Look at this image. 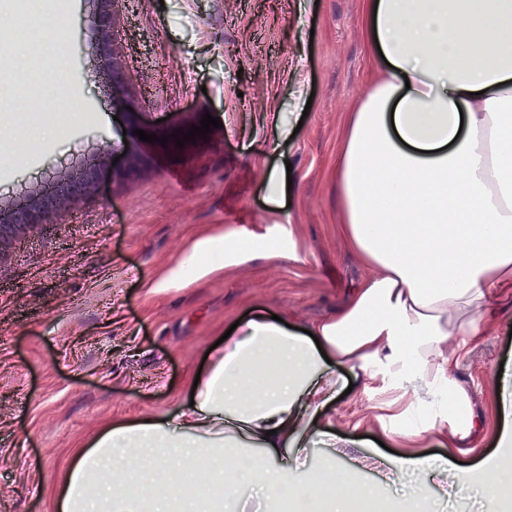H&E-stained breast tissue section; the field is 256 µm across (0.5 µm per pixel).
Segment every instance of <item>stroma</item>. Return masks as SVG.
<instances>
[{
	"instance_id": "35a3bbf8",
	"label": "stroma",
	"mask_w": 512,
	"mask_h": 512,
	"mask_svg": "<svg viewBox=\"0 0 512 512\" xmlns=\"http://www.w3.org/2000/svg\"><path fill=\"white\" fill-rule=\"evenodd\" d=\"M91 12L90 0H0V92L20 99L22 78L50 74L81 103L55 114L58 135L31 150L37 121H0L1 205L25 203L57 173L123 144ZM44 16L72 39L18 57L22 27ZM115 34L125 96L148 125L186 132L207 113L222 125L179 154H155L132 182H101L0 254V512H55L77 446L108 422L175 413L209 347L236 321L260 310L304 327L366 274L336 224V158L370 64L362 0H119ZM285 171L291 189L271 202L264 177ZM219 229L275 247L295 241L302 260L257 258L199 276L183 261ZM175 269L178 280L154 292ZM489 317L492 328L452 367L484 427L462 452L445 451L434 434L423 442L422 454L449 460L424 512H494L485 476L512 471V447L496 438L499 425H512L496 403L498 371H512V297L495 301ZM335 372L343 398L323 423L336 444H310L296 477L333 461L371 487L372 512H410L411 492L388 480L405 440L378 407L381 382L357 390L348 368ZM355 438L359 447H349ZM368 453L383 464L359 469ZM457 468L473 472L472 491L454 485Z\"/></svg>"
}]
</instances>
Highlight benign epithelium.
Returning <instances> with one entry per match:
<instances>
[{"label":"benign epithelium","mask_w":512,"mask_h":512,"mask_svg":"<svg viewBox=\"0 0 512 512\" xmlns=\"http://www.w3.org/2000/svg\"><path fill=\"white\" fill-rule=\"evenodd\" d=\"M112 0H94L96 8L92 23L95 44L105 67L104 75L112 83L114 104L125 111L129 120L128 148L105 150L97 161L83 164L76 172H64L56 176L49 191H34L26 203L0 210V254L21 233L40 220L55 216L71 202L90 193L106 179L114 183H125L138 178L148 169L153 160L152 153L142 147V140L134 135L141 128L138 113L128 111L129 101L125 98L126 74L117 59H109L114 33V15L110 9Z\"/></svg>","instance_id":"7a95c632"}]
</instances>
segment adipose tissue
Segmentation results:
<instances>
[{
    "label": "adipose tissue",
    "instance_id": "ef3b65f1",
    "mask_svg": "<svg viewBox=\"0 0 512 512\" xmlns=\"http://www.w3.org/2000/svg\"><path fill=\"white\" fill-rule=\"evenodd\" d=\"M363 15L381 53L348 119L336 191L340 233L369 275L307 331L268 315L236 327L210 350L193 406L103 426L69 457L57 512H245L247 485L270 503L355 512L366 492L351 473L329 465L296 485L283 466L324 437L335 364L389 380L385 405L409 445L393 481L437 475L416 447L439 417L455 444L474 432L448 371L492 301L512 296V0H364ZM218 250L228 265L257 254L219 232L190 255ZM229 441L254 449L231 469ZM189 474L201 478L190 496Z\"/></svg>",
    "mask_w": 512,
    "mask_h": 512
}]
</instances>
